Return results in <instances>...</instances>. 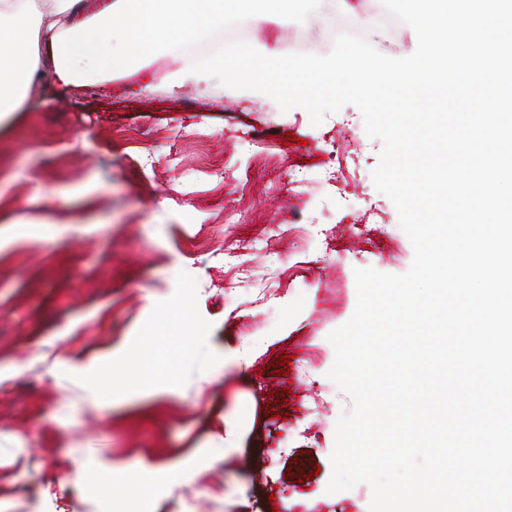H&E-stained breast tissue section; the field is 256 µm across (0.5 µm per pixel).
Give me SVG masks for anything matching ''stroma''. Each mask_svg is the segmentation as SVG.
Listing matches in <instances>:
<instances>
[{"mask_svg": "<svg viewBox=\"0 0 512 512\" xmlns=\"http://www.w3.org/2000/svg\"><path fill=\"white\" fill-rule=\"evenodd\" d=\"M171 69L159 54L76 93L46 76L0 124V512H111L107 466L158 462L170 468L154 512H369V484L327 491L336 422L352 409L328 376V336L355 311V270L402 274L413 260L373 182L383 143L352 104L315 126L224 77L203 95L142 92ZM251 131L270 136L263 162L239 149ZM335 147L345 178L329 182ZM228 163L247 194L221 178ZM311 224L321 235H300ZM176 306L186 347L169 390L134 396L136 357ZM248 336L265 342L250 366H225ZM116 349L132 397L112 407ZM230 413L238 459L222 456Z\"/></svg>", "mask_w": 512, "mask_h": 512, "instance_id": "35a3bbf8", "label": "stroma"}]
</instances>
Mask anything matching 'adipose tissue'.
<instances>
[{"instance_id":"1","label":"adipose tissue","mask_w":512,"mask_h":512,"mask_svg":"<svg viewBox=\"0 0 512 512\" xmlns=\"http://www.w3.org/2000/svg\"><path fill=\"white\" fill-rule=\"evenodd\" d=\"M458 0H410L411 23L421 46L411 57L390 58L367 49H328L307 58L288 57L266 45L225 46L223 52L178 66L164 78L168 91L191 84L208 88L228 74L234 84L259 99L273 96L309 103L357 94L369 100L387 96L413 104L430 95L447 104L449 91L468 93L474 84L488 92L486 104L512 96V83L496 79L512 38L484 46L480 14L465 26L450 23ZM257 0H0V122L21 111L35 91L36 73L50 71L63 86L111 77L119 59L106 50L113 29H123L129 47L144 60L157 49L203 38L223 26L227 15L253 13ZM184 329L181 312L153 327L147 349L137 358L144 395L161 393L170 379ZM153 468L135 475L115 469L112 512L144 499Z\"/></svg>"}]
</instances>
